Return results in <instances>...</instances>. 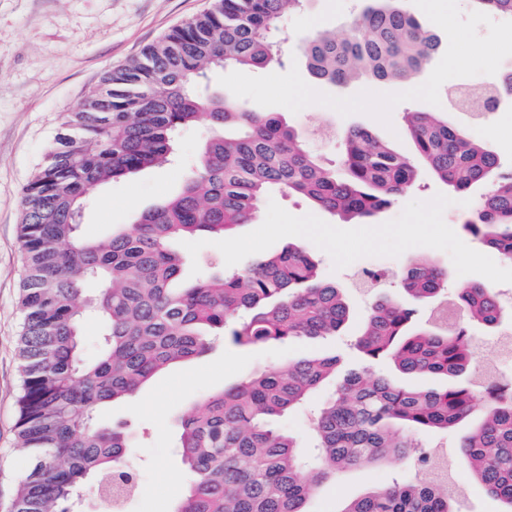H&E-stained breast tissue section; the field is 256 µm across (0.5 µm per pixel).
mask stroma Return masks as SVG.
<instances>
[{
    "mask_svg": "<svg viewBox=\"0 0 512 512\" xmlns=\"http://www.w3.org/2000/svg\"><path fill=\"white\" fill-rule=\"evenodd\" d=\"M208 0H0V512H11L18 481L29 468L18 450L16 423L17 339L22 322L19 288L23 253L19 224L23 187L41 163L46 147L62 132L65 113L73 111L107 70L138 56L172 27L203 11ZM365 0H309L304 12L284 17L280 36L288 56L283 67L246 71L225 68L210 75V86L235 95L249 110L280 113L289 124L308 134V146L323 162L338 166L349 128L363 127L396 152L413 153L403 133L405 113L438 112L449 121L467 125L457 109L452 87L491 86L512 72V18L492 19L458 4L441 14L429 12L424 0H405V7L441 40L438 51L411 81H361L349 86L316 85L318 98L295 101L292 89L314 85L298 50L311 34L309 19L344 34ZM473 137L494 152L503 169H512V99L502 98L497 112L473 129ZM180 168L145 170L94 188V203L81 218L83 236L100 238L120 224L133 221L136 209L162 202L178 187ZM474 192L448 188L427 167H419L415 187L395 197L369 224L343 219L307 200L284 194L270 196L252 223L225 238L197 237L179 241L190 260L189 276L215 265L225 271L245 269L259 254H272L294 243L309 252L323 279L343 289L354 322L336 338L316 341L298 338L288 347L243 349L217 342L200 360L174 367L150 381L130 403L104 409L112 422H128L143 434L132 450L141 491L126 512H169L181 495L185 478L173 453L172 417L192 401L237 381L254 367L317 353H336L343 370L360 367L353 347L357 321L372 299L352 286L355 274L374 265L380 270L379 296L406 301L400 283L403 269L416 257H429L448 271L445 296L460 285L477 283L496 293L512 290V263L488 250L462 228L477 201ZM340 227L327 238L305 235L301 225ZM369 243H362L364 233ZM469 261H462V254ZM431 448H444L466 494L456 512H505L501 501L470 482L458 464L455 436L436 432L421 436ZM406 466L382 462L370 470H348L325 483L307 503L308 512H342L350 500L375 486L404 477Z\"/></svg>",
    "mask_w": 512,
    "mask_h": 512,
    "instance_id": "1",
    "label": "stroma"
}]
</instances>
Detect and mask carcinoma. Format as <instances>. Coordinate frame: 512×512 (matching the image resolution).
<instances>
[{"label": "carcinoma", "instance_id": "carcinoma-1", "mask_svg": "<svg viewBox=\"0 0 512 512\" xmlns=\"http://www.w3.org/2000/svg\"><path fill=\"white\" fill-rule=\"evenodd\" d=\"M307 0H210L209 7L106 72L24 187L20 224L25 276L19 336L17 447L32 466L13 512H76L82 492L107 480L121 492L133 472L134 438L103 426L101 406L133 397L169 367L196 359L222 339L241 348L286 346L296 336H335L351 313L342 289L323 280L310 254L290 245L259 255L241 272H208L183 283L186 257L174 243L225 237L251 221L272 192L363 220L409 191L426 165L457 191L490 184L463 229L512 261V170L466 129L433 112H408L403 131L416 159L361 127L347 131L341 169L326 167L302 134L274 112H252L204 80L212 70L284 65L280 20ZM404 0H370L342 37L322 30L300 50L311 76L344 85L361 78L405 81L438 48V37ZM482 13L512 17V0H471ZM204 127L180 189L141 211L127 230L80 234L88 190L148 168L172 165L178 138ZM448 272L427 258L411 262L401 285L413 300L436 299ZM467 321L452 330L421 322L410 303L377 299L355 347L366 362L389 360L406 375L450 377L441 388L348 373L313 423L319 460L304 470L292 436L277 420L303 405L336 373L334 356L287 360L257 369L175 417L187 479L170 512H306L304 502L348 469L413 461L431 449L416 436L458 427L476 396L468 369L469 324L492 327L505 313L491 289L459 288ZM97 318V357L82 354L81 325ZM482 418L456 448L473 479L512 507V380L485 385ZM440 483L407 478L373 488L342 512H454Z\"/></svg>", "mask_w": 512, "mask_h": 512}]
</instances>
